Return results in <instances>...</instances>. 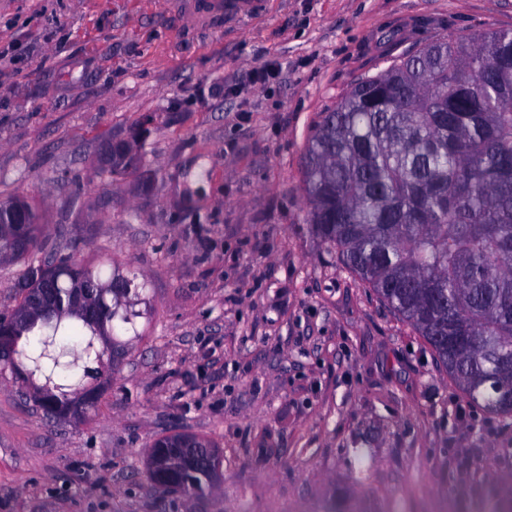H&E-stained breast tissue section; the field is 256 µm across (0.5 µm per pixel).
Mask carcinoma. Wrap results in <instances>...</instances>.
Segmentation results:
<instances>
[{"mask_svg": "<svg viewBox=\"0 0 512 512\" xmlns=\"http://www.w3.org/2000/svg\"><path fill=\"white\" fill-rule=\"evenodd\" d=\"M303 169L314 233L424 339L472 402L512 416V397L485 383L512 388V31L443 38L359 79L321 114ZM42 220L32 204L24 245L19 225L0 224V254L28 261L27 275L44 249ZM45 263L55 303L15 320L0 370L43 376L42 389L64 406L89 370L55 365L46 344L117 360L141 336L149 288L112 263ZM77 275L92 285V314L73 308ZM450 336L471 343L457 349ZM220 465L183 475L187 494L210 490Z\"/></svg>", "mask_w": 512, "mask_h": 512, "instance_id": "cac0c4a2", "label": "carcinoma"}]
</instances>
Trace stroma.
<instances>
[{"instance_id": "stroma-1", "label": "stroma", "mask_w": 512, "mask_h": 512, "mask_svg": "<svg viewBox=\"0 0 512 512\" xmlns=\"http://www.w3.org/2000/svg\"><path fill=\"white\" fill-rule=\"evenodd\" d=\"M197 2L201 22L172 0H0V199L41 204L46 250L129 265L151 301L88 420L47 421L0 375V512H466L512 479V418L312 232L303 153L361 75L512 30V0ZM137 134L132 171L101 169ZM177 431L216 444V488L154 489L149 447Z\"/></svg>"}]
</instances>
